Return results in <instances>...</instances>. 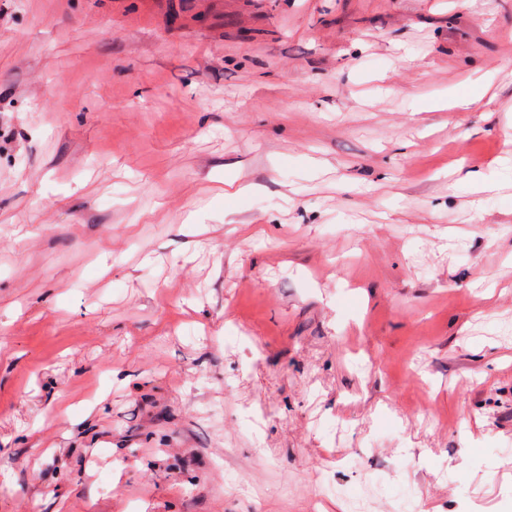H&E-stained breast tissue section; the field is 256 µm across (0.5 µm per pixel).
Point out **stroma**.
<instances>
[{
  "label": "stroma",
  "instance_id": "stroma-1",
  "mask_svg": "<svg viewBox=\"0 0 512 512\" xmlns=\"http://www.w3.org/2000/svg\"><path fill=\"white\" fill-rule=\"evenodd\" d=\"M0 512H512V0H0Z\"/></svg>",
  "mask_w": 512,
  "mask_h": 512
}]
</instances>
